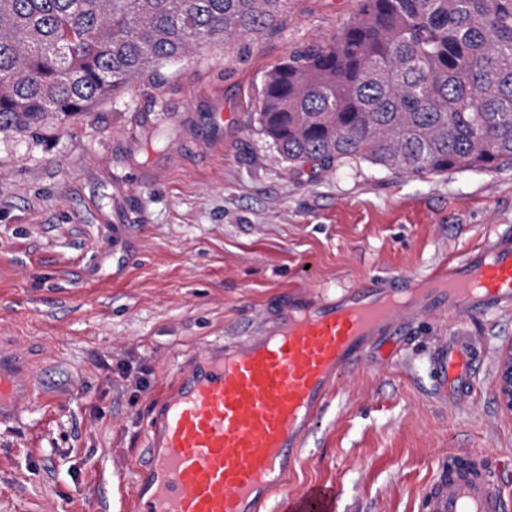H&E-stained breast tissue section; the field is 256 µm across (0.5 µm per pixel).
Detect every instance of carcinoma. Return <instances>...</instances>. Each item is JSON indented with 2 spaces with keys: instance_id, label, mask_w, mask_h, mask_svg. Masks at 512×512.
<instances>
[{
  "instance_id": "cac0c4a2",
  "label": "carcinoma",
  "mask_w": 512,
  "mask_h": 512,
  "mask_svg": "<svg viewBox=\"0 0 512 512\" xmlns=\"http://www.w3.org/2000/svg\"><path fill=\"white\" fill-rule=\"evenodd\" d=\"M288 0H0V133L71 116L163 63L270 26ZM257 122L291 167L398 175L512 162V0H357L265 77Z\"/></svg>"
}]
</instances>
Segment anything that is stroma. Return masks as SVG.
I'll list each match as a JSON object with an SVG mask.
<instances>
[{"instance_id": "obj_1", "label": "stroma", "mask_w": 512, "mask_h": 512, "mask_svg": "<svg viewBox=\"0 0 512 512\" xmlns=\"http://www.w3.org/2000/svg\"><path fill=\"white\" fill-rule=\"evenodd\" d=\"M355 8L288 0L248 48L210 43L62 122L0 134V349L36 376L0 426V512H128L146 414L187 351L261 335L259 310L289 291L412 279L512 225V164L410 177L274 160L256 120L266 74ZM133 172L147 188L126 208L117 188ZM116 224L129 251L105 243ZM455 332L486 354L471 408L439 401L429 368ZM405 334L394 361L371 354L335 388L283 494L324 482L337 512H422L438 458L476 450L512 492V412L490 362L512 346V314Z\"/></svg>"}]
</instances>
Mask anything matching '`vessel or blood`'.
<instances>
[{
  "label": "vessel or blood",
  "instance_id": "1",
  "mask_svg": "<svg viewBox=\"0 0 512 512\" xmlns=\"http://www.w3.org/2000/svg\"><path fill=\"white\" fill-rule=\"evenodd\" d=\"M512 312V225L497 224L448 264L414 280L299 291L275 327L186 356L174 388L147 414L145 457L132 479V512H260L286 481L295 450L315 431L332 391L370 348L388 353L415 317ZM481 357L451 334L430 366L440 397L469 405ZM31 378L0 355V424L33 399ZM334 486L315 483L280 512H336ZM501 475L486 455L449 454L434 471L426 512H505Z\"/></svg>",
  "mask_w": 512,
  "mask_h": 512
}]
</instances>
